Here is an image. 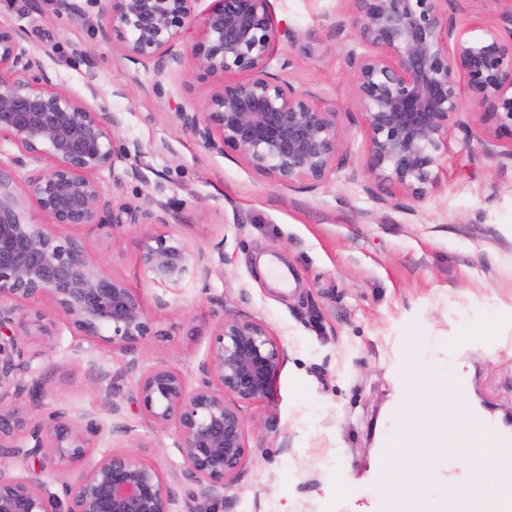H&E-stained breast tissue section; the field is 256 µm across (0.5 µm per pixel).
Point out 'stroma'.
I'll return each instance as SVG.
<instances>
[{
  "label": "stroma",
  "instance_id": "stroma-1",
  "mask_svg": "<svg viewBox=\"0 0 512 512\" xmlns=\"http://www.w3.org/2000/svg\"><path fill=\"white\" fill-rule=\"evenodd\" d=\"M69 3L61 10L56 0H0V22L21 29L23 47L57 88L118 116L117 144L139 145L138 159L97 175L114 210L165 204L170 230L212 264L208 280L168 290L138 264L137 243L152 225L87 235L91 254L140 291L156 329L135 353L111 356L63 326L56 348L37 361L47 403L101 420L108 413L96 371L124 374L116 400L130 434L93 456L137 447L166 475L175 512H183L192 484L175 431L139 413L126 368L163 361L196 374L216 298L225 311L265 321L286 350L273 400L244 410L246 465L225 488L222 512H379L372 487L381 439L395 432L390 408L400 398L426 408L410 370L436 358V338L452 340L464 361L469 403L512 412V326L499 325L512 306V161L481 131L468 138L454 128L439 182L414 210L400 208V192L368 193L342 54L355 17L344 0H269L296 34L276 47L269 73L314 92L343 130L338 169L307 188L273 184L233 152L204 149L176 119L201 109L210 91L191 48L213 0H198L174 47L182 63L162 73L156 61L130 59L119 42L100 39L95 0ZM264 253L288 268L294 287H271L259 275ZM271 415L275 434L264 427Z\"/></svg>",
  "mask_w": 512,
  "mask_h": 512
}]
</instances>
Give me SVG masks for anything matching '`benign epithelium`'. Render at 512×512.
<instances>
[{"instance_id":"1","label":"benign epithelium","mask_w":512,"mask_h":512,"mask_svg":"<svg viewBox=\"0 0 512 512\" xmlns=\"http://www.w3.org/2000/svg\"><path fill=\"white\" fill-rule=\"evenodd\" d=\"M102 40L121 43L131 59L180 58L172 53L197 0H104ZM355 14L345 63L364 132L363 171L403 192L399 207L413 210L437 184L448 132L462 111V94L477 105V122L512 160V0L500 23L465 38L448 13L450 0H345ZM294 42L277 23L269 0H216L192 47L200 78L212 83L201 111L177 119L207 150H230L257 174L294 187L314 186L336 170L343 134L337 112L315 95L267 71L274 46ZM244 79H232L234 73ZM466 86H461L460 77ZM118 119L53 86L38 57L22 46L20 31L0 23V142L17 148L0 160V459L33 458L56 474L59 492L0 464V512H173L175 497L161 469L132 452L99 458L90 448L123 427L43 404L42 374L30 351L72 335L111 354L135 352L157 335L140 296L84 245L83 234L111 236L125 224H160L138 242V262L149 280L178 288L190 275L207 279L211 259L166 229L159 212L126 207L112 215L95 175L114 158H136L138 144L116 149ZM47 167H41L42 162ZM47 219L35 223L32 212ZM48 299L49 317L35 307ZM219 316L197 375L158 362L135 381L146 419L174 426L185 475L198 497L219 500L246 459L243 407L268 402L285 360L280 341L261 320ZM107 411L116 415L112 371Z\"/></svg>"}]
</instances>
